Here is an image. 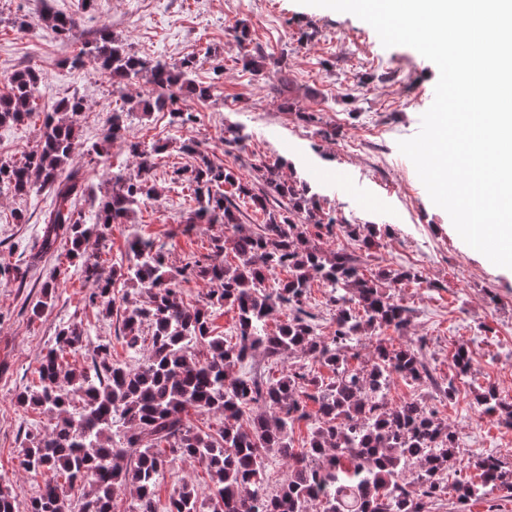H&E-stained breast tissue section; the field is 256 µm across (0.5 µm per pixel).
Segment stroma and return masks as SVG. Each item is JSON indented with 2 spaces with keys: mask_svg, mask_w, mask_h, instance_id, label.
I'll return each mask as SVG.
<instances>
[{
  "mask_svg": "<svg viewBox=\"0 0 512 512\" xmlns=\"http://www.w3.org/2000/svg\"><path fill=\"white\" fill-rule=\"evenodd\" d=\"M47 5L80 18L78 38H50L37 28ZM230 22L245 24L248 48L277 63L287 87L243 68L242 54L227 36ZM103 28L148 60L177 64L195 57L196 80L211 87L206 100L182 97L183 109L196 114L195 123L181 126L168 113L136 110L146 83L112 82L93 59L81 69L69 68V59ZM24 68L41 73L40 92L29 120L0 129V160L22 161L38 144L44 113L74 95L85 103L77 120L85 144L101 140L109 113L121 107L131 111L135 140L168 144L152 172L157 198L128 223L113 225L107 242L89 245V254L105 267H120L135 232L165 242L167 265L176 272L186 255L207 252L211 239L223 236L220 224L188 231L180 223L193 205L188 188L193 160L180 150L184 141H198L214 163L233 167L255 188L261 185L257 165L283 159L284 177L307 180L324 209L352 224L380 226L367 274L382 269L419 274L394 291L412 310L407 329L389 328L382 336L396 346L425 339L434 381L393 378L389 403L422 399L459 434L478 431L480 445L465 449L466 461L491 453L512 465V431L472 407L475 394L487 386L512 392V274L487 263L461 239L397 146L419 132L421 116L433 102L439 72L432 62L408 46H383L375 30L353 14L297 0H94L87 9L81 0H0V80ZM232 122L249 135L245 150L225 149L224 126ZM319 169L336 174L337 182L317 179ZM50 200L47 189L22 199L0 195V261L28 269L23 282H0V474L9 478L19 512L45 478L25 472L18 452L26 436L45 431L49 417L19 407L16 395L37 382L39 361L58 329L75 323L87 333L65 355L77 368L90 364L103 341L111 342L112 357L120 363L131 366L146 356L129 350L118 336L122 303L107 315L86 307L93 285L80 277L66 242L36 258L41 214ZM19 211L26 223H17ZM48 284L55 287L51 306L32 317L31 304ZM459 345L472 358L464 377L454 367ZM450 381L459 392L449 402L438 388ZM208 481L198 462H175L159 480L157 505L167 507L181 484L202 491Z\"/></svg>",
  "mask_w": 512,
  "mask_h": 512,
  "instance_id": "stroma-1",
  "label": "stroma"
}]
</instances>
